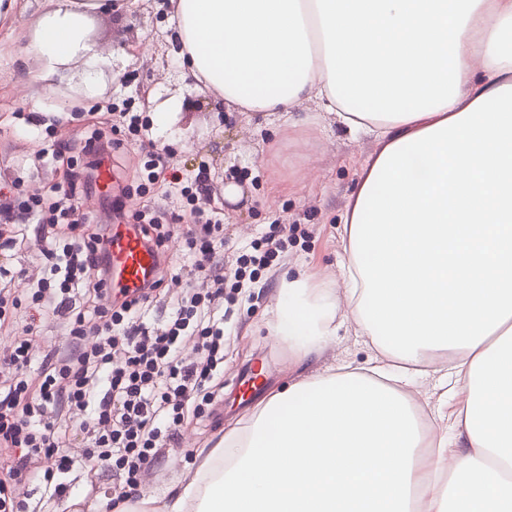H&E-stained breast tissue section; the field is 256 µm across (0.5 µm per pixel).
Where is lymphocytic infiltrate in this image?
Instances as JSON below:
<instances>
[{"label":"lymphocytic infiltrate","mask_w":512,"mask_h":512,"mask_svg":"<svg viewBox=\"0 0 512 512\" xmlns=\"http://www.w3.org/2000/svg\"><path fill=\"white\" fill-rule=\"evenodd\" d=\"M39 230L47 241V276L25 303L0 286V334L9 338L0 350V366L8 371L0 380V455L10 462L0 471V512H27L24 486L36 472L53 496H66L67 483L56 479L72 466L64 451L67 431L56 420L65 412H90L87 458L111 469L119 481L113 500L120 503L132 497L143 469L174 446L185 409L203 413L211 400L205 386L224 362V328L216 320L198 321L197 314L224 304V257L215 247L224 226L216 219L200 224L184 213L178 223L155 220L143 227L144 236L158 246L181 234L198 256L191 278L208 282L189 288L159 332L139 321L155 288L122 294L105 309L77 306L71 297L77 289L89 300L107 294L110 226L77 219L59 224L50 218ZM20 309L27 317L26 335L17 339ZM46 311L64 320L71 343L46 355L35 369L30 336ZM187 337L197 344L191 359L178 350Z\"/></svg>","instance_id":"1"}]
</instances>
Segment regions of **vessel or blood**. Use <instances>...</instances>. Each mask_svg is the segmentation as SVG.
Listing matches in <instances>:
<instances>
[{
    "instance_id": "vessel-or-blood-1",
    "label": "vessel or blood",
    "mask_w": 512,
    "mask_h": 512,
    "mask_svg": "<svg viewBox=\"0 0 512 512\" xmlns=\"http://www.w3.org/2000/svg\"><path fill=\"white\" fill-rule=\"evenodd\" d=\"M110 251L117 271L116 287L131 290L156 279L163 255L143 238L139 228L121 231L113 238Z\"/></svg>"
}]
</instances>
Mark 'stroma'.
I'll list each match as a JSON object with an SVG mask.
<instances>
[{"mask_svg":"<svg viewBox=\"0 0 512 512\" xmlns=\"http://www.w3.org/2000/svg\"><path fill=\"white\" fill-rule=\"evenodd\" d=\"M38 7L37 0H15L0 18V197L11 202L14 222L28 227L25 246L13 250L6 262L15 273L11 288L16 295H26L42 276L46 246L38 218L20 203L32 197L50 201L67 169L84 168V146L90 141L101 146L102 162L112 169L110 192L92 183L73 194L78 213L90 223L135 224L142 209L177 214L185 204L182 189H195L194 207L223 221L229 273L260 255L265 237L288 233L262 267L225 290L230 300L224 305V386L213 401L217 418L186 417L178 446L142 473L139 489L160 495L179 485L198 448L215 443L262 398L296 380L299 372L288 364L287 347L267 326L278 303V281L308 276L330 278L344 287L343 219L360 169L377 145L372 136L348 132L313 101L290 114L268 115L229 109L197 90L176 56L164 0H135L95 20L89 37L112 64L98 71L94 98H86L79 83L48 80L39 83L36 100L24 99L23 87L38 69L35 59L23 56ZM171 100L178 101V110L166 125H157L155 112ZM125 112L139 115L140 137L162 149L164 169L148 194L127 200L119 217L113 201L124 188H137V172L146 160L130 143L121 118ZM230 183L243 192L234 205L224 198ZM163 250L167 268L180 277L165 281L143 318L159 330L180 301L186 287L181 275L192 264L180 236L167 239ZM349 362L373 366L383 364L384 357L369 337L345 322L303 370L322 372ZM256 367L265 373L255 388H247ZM450 388L442 371L415 374L409 386L429 424L446 434L453 431L456 404ZM66 424V452L75 460L74 471L64 476L70 490L58 499L41 481L30 480L25 488L29 512H71L75 505L97 502L105 508L112 503L111 471L85 464L88 438L81 415H67Z\"/></svg>","mask_w":512,"mask_h":512,"instance_id":"1","label":"stroma"}]
</instances>
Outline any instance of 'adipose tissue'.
Returning <instances> with one entry per match:
<instances>
[{
  "label": "adipose tissue",
  "mask_w": 512,
  "mask_h": 512,
  "mask_svg": "<svg viewBox=\"0 0 512 512\" xmlns=\"http://www.w3.org/2000/svg\"><path fill=\"white\" fill-rule=\"evenodd\" d=\"M170 3L198 90L245 112L313 100L375 134L344 218L348 288L281 278L268 325L301 364L341 318L396 366L288 384L137 512H512V0ZM111 10L44 0L26 47L41 79L94 94L89 31ZM437 364L461 451L406 390Z\"/></svg>",
  "instance_id": "obj_1"
}]
</instances>
